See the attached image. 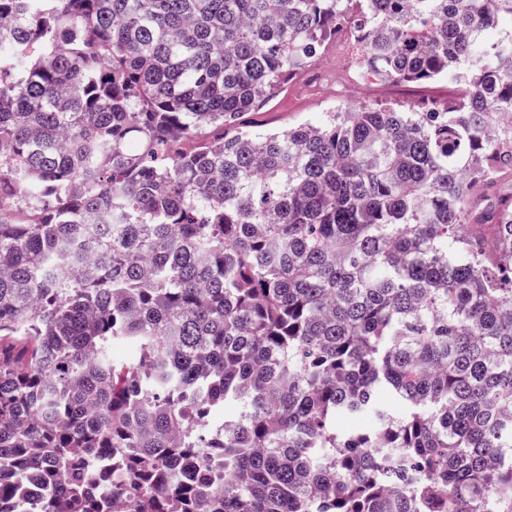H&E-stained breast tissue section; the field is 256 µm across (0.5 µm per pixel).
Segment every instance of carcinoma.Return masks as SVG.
I'll return each mask as SVG.
<instances>
[{"label":"carcinoma","mask_w":512,"mask_h":512,"mask_svg":"<svg viewBox=\"0 0 512 512\" xmlns=\"http://www.w3.org/2000/svg\"><path fill=\"white\" fill-rule=\"evenodd\" d=\"M504 19L0 0V512L32 472L38 512H512V200L478 210L512 172ZM345 24L364 73L460 96L236 127Z\"/></svg>","instance_id":"1"}]
</instances>
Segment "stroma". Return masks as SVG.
Listing matches in <instances>:
<instances>
[{
	"label": "stroma",
	"instance_id": "1",
	"mask_svg": "<svg viewBox=\"0 0 512 512\" xmlns=\"http://www.w3.org/2000/svg\"><path fill=\"white\" fill-rule=\"evenodd\" d=\"M444 82L379 81L363 73L358 65L354 37L327 41L310 72L293 79L285 92L274 96L261 109L244 113L238 125L247 130H283L299 123L319 121L337 107L363 105L399 109L447 101Z\"/></svg>",
	"mask_w": 512,
	"mask_h": 512
}]
</instances>
